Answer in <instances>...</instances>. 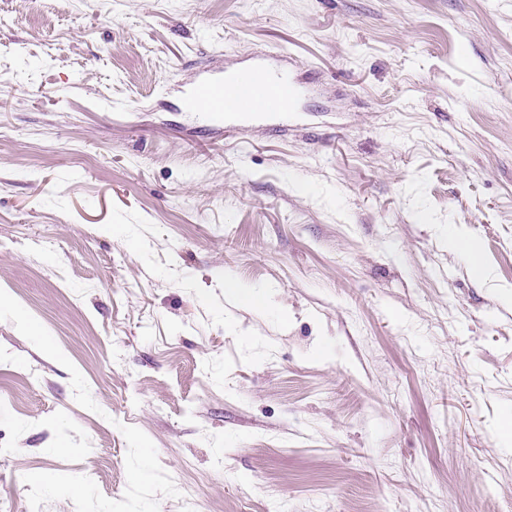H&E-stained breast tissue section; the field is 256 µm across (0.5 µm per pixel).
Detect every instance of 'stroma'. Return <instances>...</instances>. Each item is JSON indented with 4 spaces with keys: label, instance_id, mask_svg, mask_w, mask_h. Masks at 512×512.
<instances>
[{
    "label": "stroma",
    "instance_id": "stroma-1",
    "mask_svg": "<svg viewBox=\"0 0 512 512\" xmlns=\"http://www.w3.org/2000/svg\"><path fill=\"white\" fill-rule=\"evenodd\" d=\"M505 255L512 0H0V512H512ZM263 64L257 67L234 73L225 77L224 83L199 82L195 93L188 103L192 112H264L263 107L256 103L252 95L253 84L259 80L267 94L278 101V112H291L295 90L285 65L275 69L276 78L269 77ZM259 84L256 91L264 95L262 85ZM268 98L266 106L272 110L277 106V101ZM248 103L246 106L245 104ZM225 105V109H224ZM451 247L467 257L469 266L476 276L484 272L481 254L472 241L465 237L452 236L449 239Z\"/></svg>",
    "mask_w": 512,
    "mask_h": 512
}]
</instances>
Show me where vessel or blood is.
I'll list each match as a JSON object with an SVG mask.
<instances>
[{"mask_svg":"<svg viewBox=\"0 0 512 512\" xmlns=\"http://www.w3.org/2000/svg\"><path fill=\"white\" fill-rule=\"evenodd\" d=\"M261 83L267 94L275 98L280 112H290L293 106L295 90L286 67H279L276 76H268L264 65L232 74L221 83H198L188 108L194 112L254 113L260 111V104L254 102L252 87Z\"/></svg>","mask_w":512,"mask_h":512,"instance_id":"vessel-or-blood-1","label":"vessel or blood"}]
</instances>
